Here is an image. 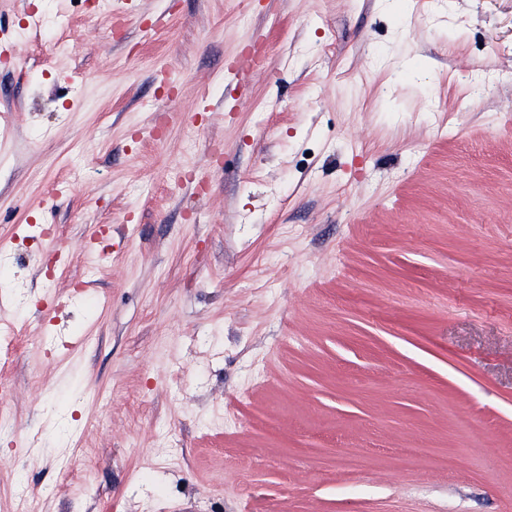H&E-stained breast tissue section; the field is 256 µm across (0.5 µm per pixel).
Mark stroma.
<instances>
[{
    "label": "stroma",
    "mask_w": 512,
    "mask_h": 512,
    "mask_svg": "<svg viewBox=\"0 0 512 512\" xmlns=\"http://www.w3.org/2000/svg\"><path fill=\"white\" fill-rule=\"evenodd\" d=\"M134 5L0 0V512H512V0Z\"/></svg>",
    "instance_id": "35a3bbf8"
}]
</instances>
